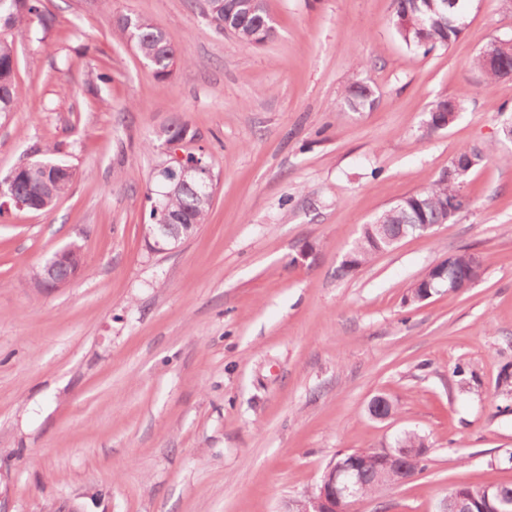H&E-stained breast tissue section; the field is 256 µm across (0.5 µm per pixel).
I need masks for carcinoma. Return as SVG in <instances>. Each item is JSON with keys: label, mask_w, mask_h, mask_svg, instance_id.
Returning a JSON list of instances; mask_svg holds the SVG:
<instances>
[{"label": "carcinoma", "mask_w": 512, "mask_h": 512, "mask_svg": "<svg viewBox=\"0 0 512 512\" xmlns=\"http://www.w3.org/2000/svg\"><path fill=\"white\" fill-rule=\"evenodd\" d=\"M467 0H392V21L403 42L414 48L427 51L436 47H447L455 42L463 29L454 23L460 7ZM210 22L218 32L230 28L242 42L252 43L251 34L265 29V39L274 35L272 19L266 0H214L208 6ZM0 18L3 26L22 29L32 23L49 30L54 18L46 11L43 0H0ZM115 30L128 42H133L137 54L151 67L154 76L165 79L180 64L187 62V55L177 50L166 34L150 19L138 15L131 19H116ZM16 65L13 43L0 40V112L12 111L20 101L16 83ZM474 67L493 83L512 70V38L499 40L496 55L488 59L482 51L474 60ZM112 83L109 70L94 69L88 73V92L98 93V88ZM376 101L373 86L362 80L351 82L345 89L344 103L352 111L373 107ZM466 96L453 99H439L431 105L432 112H447L456 115L465 111ZM490 150L480 147L461 149L456 159L470 158L473 167L482 165ZM73 171L50 172L45 179H32L25 174L17 176L11 185V192L29 199L36 210L50 211L56 201L65 195L73 182ZM157 177L166 182L167 191L157 199L156 207L150 211V222L146 234L155 237L161 232L186 237V226L205 223L210 210L214 179L207 184L182 183L177 185L166 181V170L159 169ZM467 177L444 178L439 176L428 187L400 200L398 209L388 208L377 219L387 225L388 239H383L371 224L362 227L359 238L346 255L340 266L345 276L354 268L367 263L379 248L389 249L399 237L414 234L415 224H442L453 221L469 202L462 194V183ZM453 214L447 215L446 209ZM469 506L472 512H492V506L502 495H511L512 486L495 485L471 489Z\"/></svg>", "instance_id": "obj_1"}]
</instances>
